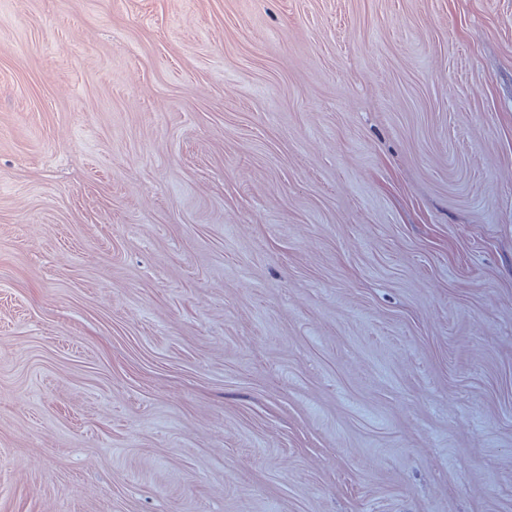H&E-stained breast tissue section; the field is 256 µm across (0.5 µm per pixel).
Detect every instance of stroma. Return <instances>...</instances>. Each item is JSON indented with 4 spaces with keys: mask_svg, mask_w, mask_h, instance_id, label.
Here are the masks:
<instances>
[{
    "mask_svg": "<svg viewBox=\"0 0 512 512\" xmlns=\"http://www.w3.org/2000/svg\"><path fill=\"white\" fill-rule=\"evenodd\" d=\"M0 512H512V0H0Z\"/></svg>",
    "mask_w": 512,
    "mask_h": 512,
    "instance_id": "35a3bbf8",
    "label": "stroma"
}]
</instances>
